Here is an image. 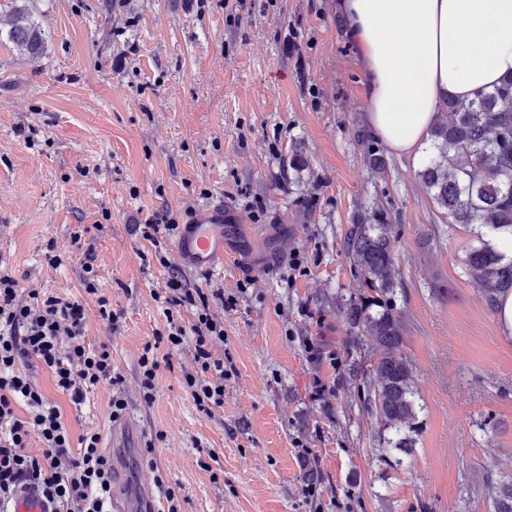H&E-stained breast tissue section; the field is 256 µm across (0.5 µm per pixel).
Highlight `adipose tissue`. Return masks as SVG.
I'll return each instance as SVG.
<instances>
[{
    "label": "adipose tissue",
    "mask_w": 512,
    "mask_h": 512,
    "mask_svg": "<svg viewBox=\"0 0 512 512\" xmlns=\"http://www.w3.org/2000/svg\"><path fill=\"white\" fill-rule=\"evenodd\" d=\"M365 73L366 121L415 154L448 99L512 75V0H338Z\"/></svg>",
    "instance_id": "ef3b65f1"
}]
</instances>
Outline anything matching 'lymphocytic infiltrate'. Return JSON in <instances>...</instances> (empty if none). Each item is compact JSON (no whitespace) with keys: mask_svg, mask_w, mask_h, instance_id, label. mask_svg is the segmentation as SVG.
Segmentation results:
<instances>
[{"mask_svg":"<svg viewBox=\"0 0 512 512\" xmlns=\"http://www.w3.org/2000/svg\"><path fill=\"white\" fill-rule=\"evenodd\" d=\"M78 269L84 297L94 299L101 320L118 331L120 316L98 286L93 246H84ZM166 269L151 297L167 326L138 358L140 399L147 405L154 401L158 345L185 349L189 362L182 368V384L197 409L211 417L224 407V382L231 376L224 364V312L233 303L223 289L191 282L179 266L170 263ZM83 299L24 288L0 263V507L33 486L53 512H109L112 468L97 426L88 424L79 439H72L61 408L47 399L40 381L42 374L51 375L56 389L78 409L105 385L111 389V416L127 409L124 378L112 365L110 346L87 338ZM182 310L189 320L177 319ZM34 437L39 446L33 451Z\"/></svg>","mask_w":512,"mask_h":512,"instance_id":"obj_1","label":"lymphocytic infiltrate"}]
</instances>
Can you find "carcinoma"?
Instances as JSON below:
<instances>
[{
	"mask_svg": "<svg viewBox=\"0 0 512 512\" xmlns=\"http://www.w3.org/2000/svg\"><path fill=\"white\" fill-rule=\"evenodd\" d=\"M8 37L31 54L39 53L45 40L24 5L15 6ZM429 141L431 155L418 178L448 228L459 224L473 234L464 267L494 311L501 295L512 290V258L493 242L502 231L512 235V75L467 103H444ZM361 146L376 169L385 168L372 136H362ZM391 237L392 225L381 208L363 210L350 225L343 251L361 288L343 309L349 327L369 338L376 356L365 373L370 382L363 404L379 420L386 448L408 456L425 406L413 387L412 365L401 354L404 336ZM489 488L492 512H512V480L491 482Z\"/></svg>",
	"mask_w": 512,
	"mask_h": 512,
	"instance_id": "1",
	"label": "carcinoma"
}]
</instances>
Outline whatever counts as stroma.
<instances>
[{"mask_svg": "<svg viewBox=\"0 0 512 512\" xmlns=\"http://www.w3.org/2000/svg\"><path fill=\"white\" fill-rule=\"evenodd\" d=\"M13 7L0 0V261L23 287L76 297L71 234L94 243L123 327L110 334L88 305V340L110 345L137 423L117 493L137 500L146 444L183 512H490L483 476L512 478V341L464 270L472 234L449 229L420 160L384 150L379 174L359 145L365 79L336 0H30L36 56L8 39ZM222 200L266 263L210 269L235 300L224 409L197 411L180 352L144 405L135 368L166 326L150 295L165 270L130 225L156 211L183 224ZM373 205L393 226L402 352L425 406L407 468L384 462L349 371L370 350L345 322L359 282L342 242ZM41 384L72 436L88 422L109 435L108 387L78 411Z\"/></svg>", "mask_w": 512, "mask_h": 512, "instance_id": "stroma-1", "label": "stroma"}]
</instances>
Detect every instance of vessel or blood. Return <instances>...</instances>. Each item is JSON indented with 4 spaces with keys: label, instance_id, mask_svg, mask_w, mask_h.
<instances>
[{
    "label": "vessel or blood",
    "instance_id": "b4317fda",
    "mask_svg": "<svg viewBox=\"0 0 512 512\" xmlns=\"http://www.w3.org/2000/svg\"><path fill=\"white\" fill-rule=\"evenodd\" d=\"M240 217L225 209L222 204H209L198 211L188 228L183 229L175 246L177 256L189 257L200 267L210 266L215 256L236 252ZM133 416L113 420L109 446L114 466H121L131 446ZM52 506L33 488L19 491L14 499L12 512H51ZM112 512H158V503L152 494H145L138 503L131 504L120 497H113Z\"/></svg>",
    "mask_w": 512,
    "mask_h": 512
}]
</instances>
